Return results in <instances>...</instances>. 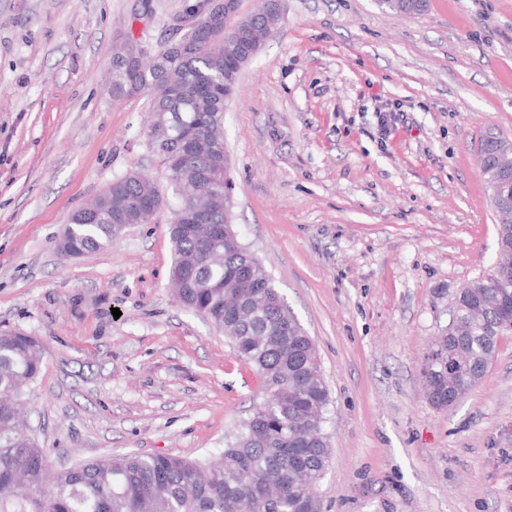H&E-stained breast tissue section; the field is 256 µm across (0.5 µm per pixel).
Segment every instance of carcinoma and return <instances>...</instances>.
Here are the masks:
<instances>
[{"label":"carcinoma","instance_id":"cac0c4a2","mask_svg":"<svg viewBox=\"0 0 512 512\" xmlns=\"http://www.w3.org/2000/svg\"><path fill=\"white\" fill-rule=\"evenodd\" d=\"M230 19L236 35H202L205 14L180 42L132 54L113 63L112 97L146 92L143 78L161 86L177 80L171 96L151 100L150 146L171 174L178 204L170 238L177 297L203 313L231 338L239 355L254 364L266 398L245 421L236 440L216 460L174 455H126L87 462L48 479L44 450L21 424V398L39 374L44 345L17 330H0V512H320L317 486L329 460L324 411L329 393L315 345L260 261L226 230L231 220L229 158L224 145L227 88L237 89L251 46L266 40L258 13ZM405 14L423 9L417 0H383ZM211 179L205 205L209 223L196 224L197 181ZM143 196L164 204L153 178L132 172L112 180L67 230L70 257L112 245L128 224L152 215L125 207ZM497 246L512 251V215L498 221ZM251 265L268 304L247 309L234 287ZM455 294L451 333L438 337L425 356L429 402L455 405L482 379L499 337L512 331V267L496 268Z\"/></svg>","mask_w":512,"mask_h":512}]
</instances>
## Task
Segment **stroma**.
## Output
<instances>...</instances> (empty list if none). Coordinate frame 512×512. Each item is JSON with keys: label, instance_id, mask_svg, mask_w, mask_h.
Segmentation results:
<instances>
[{"label": "stroma", "instance_id": "35a3bbf8", "mask_svg": "<svg viewBox=\"0 0 512 512\" xmlns=\"http://www.w3.org/2000/svg\"><path fill=\"white\" fill-rule=\"evenodd\" d=\"M189 0H0V328L38 337L22 401L51 472L219 455L263 397L256 368L175 297L172 212L62 257L71 214L148 173L151 98L113 100L112 50L170 38ZM402 116L388 139L378 115ZM512 140V0H285L226 105L232 227L313 339L329 391L323 512H512V333L433 407L422 364L498 226L477 163ZM120 317H113V310Z\"/></svg>", "mask_w": 512, "mask_h": 512}]
</instances>
